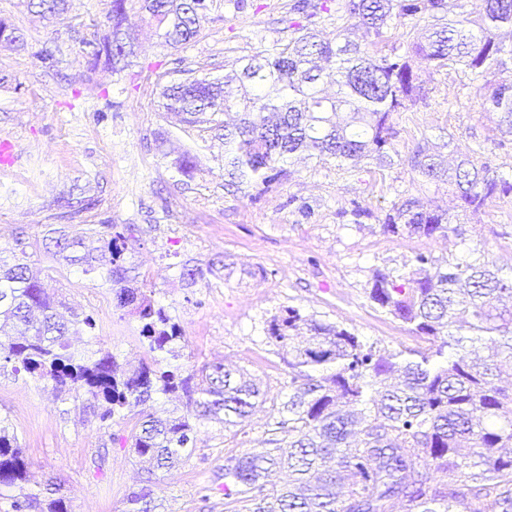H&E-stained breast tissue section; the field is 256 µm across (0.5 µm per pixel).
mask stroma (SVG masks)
Here are the masks:
<instances>
[{"label": "stroma", "mask_w": 512, "mask_h": 512, "mask_svg": "<svg viewBox=\"0 0 512 512\" xmlns=\"http://www.w3.org/2000/svg\"><path fill=\"white\" fill-rule=\"evenodd\" d=\"M289 2L209 0L199 37L182 52L185 69L199 78L220 76L265 45L288 43L296 35ZM109 11L110 0H68L61 20L48 25L29 0H0V16L24 35L21 47L0 46V73L19 82L15 90L0 88V145L10 148L8 163H0V249L25 239L28 261L44 274L48 292L70 311L94 317L95 331L69 338L76 354L102 349L134 367L145 348L138 320L117 307L111 288L47 251L43 236L51 224L76 232L133 225L135 261L184 331L177 365L236 366L274 397L286 391L291 373L264 333L280 309L343 325L383 349L415 348L421 339L369 301L376 270L409 271L419 252L441 264L476 243L512 270L507 198L468 218L460 237H396L381 228L407 194L418 193L431 208L453 205L446 182L423 183L408 164L417 144L435 146L446 159L476 149V162L512 179V138L501 136L467 72L438 71L413 59L422 90L393 116L391 164L366 160L340 169L297 158L291 176L255 200L248 188L225 192L223 138H200L159 111L158 75L171 69L175 54L152 35L138 5L125 21L137 36L138 67L89 76L87 44L109 34ZM160 133L171 150L195 156L194 179L180 176L158 153ZM292 196L313 207L309 221H299L288 204ZM354 200L371 218L354 224L344 217ZM218 255L222 266L201 279H182V266H202ZM0 418L17 434L35 481L61 484L70 512H125L128 493L142 486L162 500L163 512H225L223 491L211 486L214 475L225 457L264 446L269 409L255 410L242 438L225 437L216 423L200 426L192 456L152 475L130 448L112 441L131 431L135 417L100 425L92 401L57 399L50 384L29 375L0 371ZM204 486L211 489L206 500L199 493Z\"/></svg>", "instance_id": "obj_1"}]
</instances>
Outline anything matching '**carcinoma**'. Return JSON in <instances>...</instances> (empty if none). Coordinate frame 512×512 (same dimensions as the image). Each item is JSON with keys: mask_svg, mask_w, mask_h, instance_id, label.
I'll list each match as a JSON object with an SVG mask.
<instances>
[{"mask_svg": "<svg viewBox=\"0 0 512 512\" xmlns=\"http://www.w3.org/2000/svg\"><path fill=\"white\" fill-rule=\"evenodd\" d=\"M129 0H112V34L92 43L89 70L103 66L118 73L131 65L135 34L121 37ZM50 22L61 19L66 0H30ZM207 0H142L146 23L166 46L187 48L198 35ZM446 0H348L352 23L324 39L313 29L286 44L274 42L244 59L240 69L222 78H174L160 85L158 109L181 116L203 134L224 131V189L256 190L258 199L288 177L287 160L304 154L341 168L363 158L391 159L393 115L403 112L420 93L409 56L435 70L494 74L512 58V48L497 41L494 30L512 26V0H481L476 17L460 15L440 22ZM328 11L324 0H293L289 13L311 18ZM423 15L428 24L407 43L370 52L387 40L397 18ZM17 47L23 33L0 18ZM362 31V42L349 31ZM330 76L336 92L324 88ZM485 109L498 117V129L512 136V82L485 83ZM155 149L170 166L192 179L194 156ZM474 151L457 156L445 169L429 145L408 159L429 181L448 179L456 189L458 212L426 209L416 197L394 206L382 222L393 236H461L460 215L481 210L493 198H512V181ZM132 228L104 225L98 246L64 227L48 231V247L83 274L103 280L117 306L129 308L141 324L149 360L125 371L115 354L98 350L83 357L70 351L74 328H95L93 316L69 320L60 304L42 288L27 263L22 240L9 254L0 251V370L11 368L46 381L67 399L86 397L96 404L103 425L139 410L130 437L113 441L158 469L190 457L198 426L215 421L232 437L245 433V422L259 405L270 403V438L262 448L224 459L229 512H512V389L498 384L512 366V273L494 266L477 247L468 257L432 266L429 256H415L408 274L378 271L369 288L373 305L403 323L429 347L380 349L337 323L317 320L286 307L266 326L269 342L292 369L288 394L268 398L265 391L223 365H203L182 374L163 364V355L183 339L180 325L136 285L130 261ZM186 394V410L161 419L143 409L157 393ZM434 468L443 479L432 485L424 472ZM31 481L17 437L0 424V488ZM53 498L36 494L12 497V512H69L62 489L46 484ZM126 512H156L145 488L127 497Z\"/></svg>", "mask_w": 512, "mask_h": 512, "instance_id": "carcinoma-1", "label": "carcinoma"}]
</instances>
